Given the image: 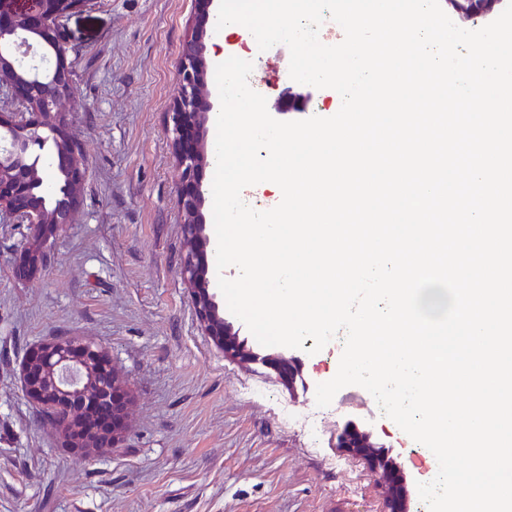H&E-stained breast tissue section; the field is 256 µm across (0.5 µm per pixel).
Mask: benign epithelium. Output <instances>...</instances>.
<instances>
[{"label":"benign epithelium","instance_id":"benign-epithelium-1","mask_svg":"<svg viewBox=\"0 0 512 512\" xmlns=\"http://www.w3.org/2000/svg\"><path fill=\"white\" fill-rule=\"evenodd\" d=\"M91 0H0V38H9L17 50H28L36 42L63 41L62 22ZM504 0H448L462 21L477 23L490 17ZM205 45L199 32L191 34L179 65L178 96L168 113L174 157L183 169L184 182L177 207L183 215L181 234L185 255L184 283L201 329L224 350V356L239 363L261 361L278 379L291 385L297 375L292 359L281 354L261 356L239 341L229 322L219 312L207 279L208 260L198 251L204 236L202 172L207 165L205 134L211 103L206 95ZM0 94L21 103L22 112L0 111V220L26 224L34 242L21 253L15 270L26 266L29 280L39 270L40 252L51 238L48 228L59 230L70 223L79 205V191L85 170L77 161L78 147L69 131L61 103L73 95L72 68L62 53L55 60L50 81L43 83L25 70L15 58H0ZM310 96L288 88L275 104L277 112H303ZM46 129L53 134L55 170L65 176L56 184L60 203L46 205L45 194H37L26 178L6 163V158L25 150L34 167H39L42 150L28 138V132ZM23 387L36 406L51 411L59 400L66 401L65 420L55 422L63 447L94 455L117 448L129 426L132 403L127 389L117 381L108 352L100 345L73 336H59L31 347L23 365ZM337 446L353 456L365 457L379 474L385 490V512H407L405 488L396 477L393 463L370 448L367 434L350 426L339 434Z\"/></svg>","mask_w":512,"mask_h":512}]
</instances>
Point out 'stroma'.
<instances>
[{
  "instance_id": "1",
  "label": "stroma",
  "mask_w": 512,
  "mask_h": 512,
  "mask_svg": "<svg viewBox=\"0 0 512 512\" xmlns=\"http://www.w3.org/2000/svg\"><path fill=\"white\" fill-rule=\"evenodd\" d=\"M201 23L211 101L223 57H245L250 31L201 22L196 0H92L65 22L74 95L65 105L86 170L70 224L27 281L14 266L25 224L0 223V512H385L365 460L337 448L347 425L392 457L411 512L418 443L394 422L317 407L339 354L279 347L293 388L262 363L239 365L201 330L184 284L183 182L167 127L177 69ZM79 336L109 353L133 403L120 447L63 448L21 379L27 350Z\"/></svg>"
}]
</instances>
